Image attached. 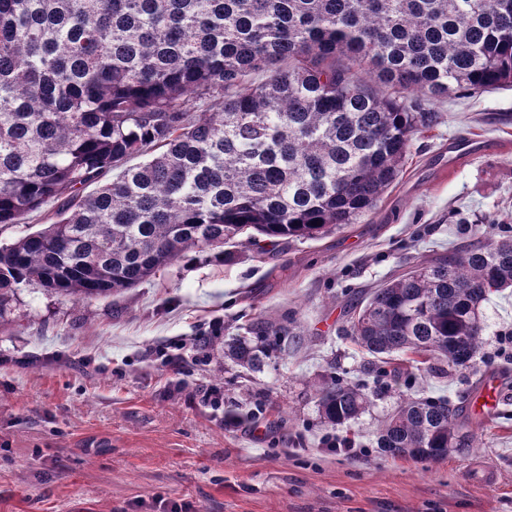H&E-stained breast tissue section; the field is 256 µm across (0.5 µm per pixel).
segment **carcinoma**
Here are the masks:
<instances>
[{
	"label": "carcinoma",
	"mask_w": 512,
	"mask_h": 512,
	"mask_svg": "<svg viewBox=\"0 0 512 512\" xmlns=\"http://www.w3.org/2000/svg\"><path fill=\"white\" fill-rule=\"evenodd\" d=\"M509 86L512 0H0V224L62 201L54 223L0 247V317L24 285L108 297L240 235L319 239L394 183L429 102ZM464 234L362 300L349 335L376 376L395 354L472 367L480 308L512 288V226ZM249 330L255 345L228 346L243 365L288 346L284 326ZM316 397L332 428L372 404L334 371ZM458 416L409 397L377 448L443 458Z\"/></svg>",
	"instance_id": "obj_1"
}]
</instances>
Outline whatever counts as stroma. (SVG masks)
Listing matches in <instances>:
<instances>
[{"label":"stroma","instance_id":"stroma-1","mask_svg":"<svg viewBox=\"0 0 512 512\" xmlns=\"http://www.w3.org/2000/svg\"><path fill=\"white\" fill-rule=\"evenodd\" d=\"M403 169L355 224L232 259L188 253L138 287L73 301L20 288L0 316V512H512V400L471 414V443L439 460L382 456L375 441L408 397L467 401L487 378L512 383V288L482 307L473 368L443 377L404 366L369 376L347 331L361 298L460 240L462 224H512V87L434 101ZM489 149L456 159L452 142ZM265 318L294 338L261 369L224 347ZM337 371L374 404L323 425L313 389ZM211 386L223 404L201 403ZM239 418V426L224 422ZM355 439L358 456L326 448Z\"/></svg>","mask_w":512,"mask_h":512}]
</instances>
